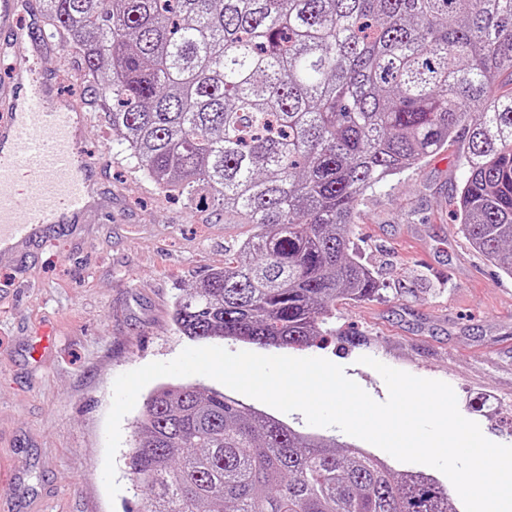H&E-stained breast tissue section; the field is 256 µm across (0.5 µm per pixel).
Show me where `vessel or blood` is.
Here are the masks:
<instances>
[{
	"label": "vessel or blood",
	"mask_w": 512,
	"mask_h": 512,
	"mask_svg": "<svg viewBox=\"0 0 512 512\" xmlns=\"http://www.w3.org/2000/svg\"><path fill=\"white\" fill-rule=\"evenodd\" d=\"M17 0H0V48L10 60L0 82V265H12L47 230L83 223L102 208L98 166L81 148L85 113L72 108L38 70L52 48L44 32L18 25ZM26 189H18V171Z\"/></svg>",
	"instance_id": "1"
}]
</instances>
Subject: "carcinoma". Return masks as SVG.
<instances>
[{
	"label": "carcinoma",
	"instance_id": "obj_1",
	"mask_svg": "<svg viewBox=\"0 0 512 512\" xmlns=\"http://www.w3.org/2000/svg\"><path fill=\"white\" fill-rule=\"evenodd\" d=\"M43 16L137 169L253 226L175 299L187 338L330 335L336 301L380 291L348 252L355 203L460 137L459 230L512 276V0H43ZM127 466L138 512H455L433 477L199 384L149 393Z\"/></svg>",
	"mask_w": 512,
	"mask_h": 512
}]
</instances>
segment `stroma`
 I'll return each mask as SVG.
<instances>
[{
	"instance_id": "35a3bbf8",
	"label": "stroma",
	"mask_w": 512,
	"mask_h": 512,
	"mask_svg": "<svg viewBox=\"0 0 512 512\" xmlns=\"http://www.w3.org/2000/svg\"><path fill=\"white\" fill-rule=\"evenodd\" d=\"M39 69L83 100L61 46ZM464 148L450 142L358 199L350 246L381 291L337 302L332 336L298 354L343 367L378 402L387 387L360 357L446 382L465 418L512 445V277L458 229ZM83 150L105 169L111 211L0 267V469L15 475L0 483L5 512H137L142 494L125 466L137 412L121 421L115 498L103 481L114 380L189 347L172 322L176 296L251 232L160 196L93 112Z\"/></svg>"
}]
</instances>
